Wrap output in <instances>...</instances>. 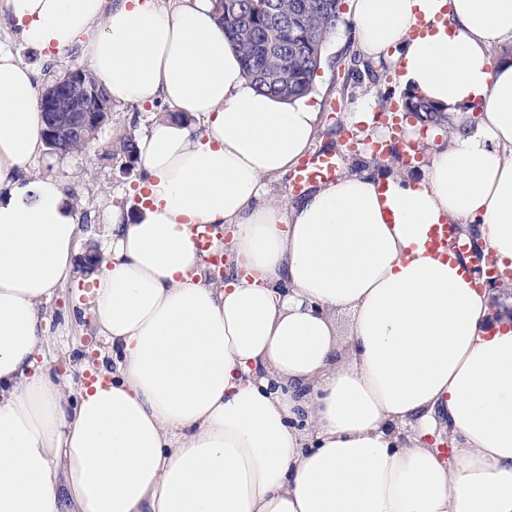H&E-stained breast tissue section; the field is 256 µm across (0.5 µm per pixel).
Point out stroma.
Masks as SVG:
<instances>
[{
    "label": "stroma",
    "mask_w": 512,
    "mask_h": 512,
    "mask_svg": "<svg viewBox=\"0 0 512 512\" xmlns=\"http://www.w3.org/2000/svg\"><path fill=\"white\" fill-rule=\"evenodd\" d=\"M0 46L11 49L33 69L41 88L61 77L68 68L88 64L77 46L49 57L26 47L2 12ZM404 100L399 72L391 59L367 64L357 50L353 28L343 24L324 46L322 65L311 94L312 105L324 118L314 150L337 151L343 162H350L352 153L343 149L341 142L354 113L378 114L387 104ZM172 112V107L162 99L146 104L113 101L109 119L92 148L67 155L47 151L31 168L32 174L50 175L61 182L78 224L73 280L57 290L47 308L49 330L55 338L47 362L51 375L60 382L75 384L86 380L88 366L96 365L106 348L88 312L90 287L84 282L87 271L83 256L107 245L112 209L133 206L140 165L124 158L120 144L125 138L142 135L154 118Z\"/></svg>",
    "instance_id": "obj_1"
}]
</instances>
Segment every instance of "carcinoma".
I'll list each match as a JSON object with an SVG mask.
<instances>
[{
	"mask_svg": "<svg viewBox=\"0 0 512 512\" xmlns=\"http://www.w3.org/2000/svg\"><path fill=\"white\" fill-rule=\"evenodd\" d=\"M216 8L257 91L288 102L312 93L324 44L340 23V0H216ZM405 106L424 122L444 124L442 111L424 99L409 95Z\"/></svg>",
	"mask_w": 512,
	"mask_h": 512,
	"instance_id": "cac0c4a2",
	"label": "carcinoma"
}]
</instances>
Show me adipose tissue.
<instances>
[{"mask_svg":"<svg viewBox=\"0 0 512 512\" xmlns=\"http://www.w3.org/2000/svg\"><path fill=\"white\" fill-rule=\"evenodd\" d=\"M22 42L81 45L113 99H164L135 214L89 313L112 353L54 381L45 307L71 273L31 68L0 48V512H512V284L428 248L466 224L512 267V0H350L358 50L451 117L423 161L265 194L321 122L256 91L213 0H4ZM229 227L223 283L191 225ZM447 431L442 457L424 439Z\"/></svg>","mask_w":512,"mask_h":512,"instance_id":"adipose-tissue-1","label":"adipose tissue"}]
</instances>
